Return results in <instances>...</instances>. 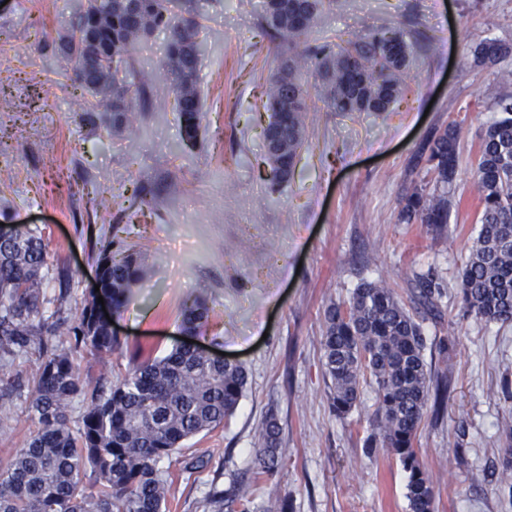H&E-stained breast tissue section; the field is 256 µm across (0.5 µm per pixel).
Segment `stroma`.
Listing matches in <instances>:
<instances>
[{
  "mask_svg": "<svg viewBox=\"0 0 512 512\" xmlns=\"http://www.w3.org/2000/svg\"><path fill=\"white\" fill-rule=\"evenodd\" d=\"M75 5H0V222L41 231L50 314H77L113 226L124 247L140 252L144 277L113 316L121 341L110 359L113 377L180 344L183 304L206 297L210 318L195 342L234 355L248 385L226 423L173 455L179 477L171 512H205L211 485H249L271 413L283 461L253 512L282 497L292 512H409L399 461L386 449L370 457L362 448L374 385L363 386L347 418L331 409L323 313L363 279L385 281L409 300L415 275L428 272L442 291L440 313L418 308L414 316L428 369L451 382L440 413L426 412L417 444L437 512H512V497L486 477L507 444L501 423L512 418L501 393L512 380V324L464 318L459 298L462 261L479 229L478 145L502 91L496 74L512 69V0H336L303 50L396 30L413 46L411 74L390 111L343 113L320 100L321 82L307 67L315 136L282 184L268 176L262 92L285 47L265 29L260 0H171L174 19L195 18L207 46L199 70L205 112L192 145L173 110L157 35L131 50L146 77L130 127L114 132L108 112L93 126L79 121L72 70L58 50ZM482 42L511 52L485 64L473 54ZM454 122L464 136L447 224L401 223L407 192L436 184L427 142ZM451 332L458 344L440 351ZM27 407L22 396L0 408V458L25 446L33 429Z\"/></svg>",
  "mask_w": 512,
  "mask_h": 512,
  "instance_id": "1",
  "label": "stroma"
}]
</instances>
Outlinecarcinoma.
<instances>
[{"mask_svg":"<svg viewBox=\"0 0 512 512\" xmlns=\"http://www.w3.org/2000/svg\"><path fill=\"white\" fill-rule=\"evenodd\" d=\"M335 0H263L264 26L294 45L316 26ZM168 0H112L106 11L99 0H86L74 14L71 33L59 48L72 64L73 88L90 95L76 116L94 122L95 108L112 113V129L130 124L142 84L132 79L125 59L133 28L152 36L166 34L167 72L173 108L184 140L196 142L203 112L198 87L202 56L197 22L177 23L168 16ZM412 46L397 31L357 34L336 48L315 53L324 102L336 112H387L402 95ZM475 55L496 64L502 48L482 43ZM288 81L274 78L266 88L265 107L273 112L285 101L293 109L279 121L285 147L282 166L293 171L300 149L313 132L306 124L307 92L298 58L285 62ZM496 118L478 149L479 230L463 262L459 296L463 316L488 323L512 321V93L494 99ZM463 127L451 123L427 144V162L436 174L433 191L415 187L405 197L399 218L406 224L436 228L447 223V199L439 189L452 185ZM99 292L82 302L72 319L45 315L49 272L43 237L26 225L0 240V370L36 351L41 359L30 389L29 410L35 430L25 447L0 459V512H169L175 475L161 463L183 441L224 424L244 395L248 375L236 362L220 361L196 344H180L162 358L143 361L125 377L89 389L73 354L101 359L120 349L112 324L97 315V298L118 312L143 276L141 257L129 250L101 247ZM439 284L418 276L411 299L437 310ZM210 309L197 297L184 306L181 328L202 331ZM322 365L333 385L331 407L344 419L357 406L362 384L376 386L377 407L363 439L369 456L385 448L407 473L409 512H436L432 481L416 450L429 399L441 407L449 382H432L423 351L424 333L396 289L384 281L363 280L348 299L324 313ZM82 403V426L72 430L68 413ZM256 449L259 467L248 490L210 488L208 512H224L236 502L250 512L253 498L265 491L281 462L280 427L269 417ZM500 489L512 494V448L504 449Z\"/></svg>","mask_w":512,"mask_h":512,"instance_id":"1","label":"carcinoma"}]
</instances>
